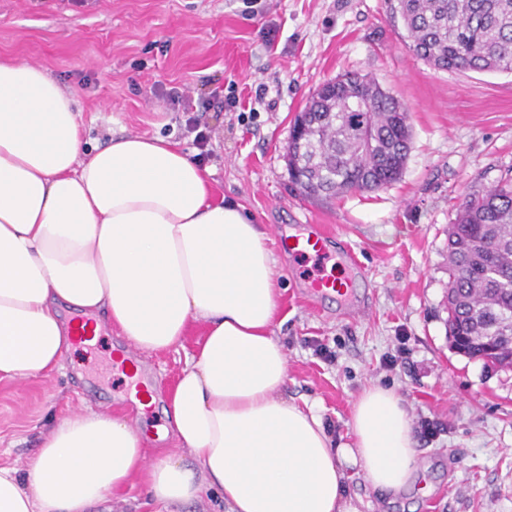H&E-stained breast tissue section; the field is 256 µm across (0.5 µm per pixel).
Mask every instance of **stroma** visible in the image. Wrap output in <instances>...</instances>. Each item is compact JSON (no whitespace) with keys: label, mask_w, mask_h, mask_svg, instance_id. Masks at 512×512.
I'll return each mask as SVG.
<instances>
[{"label":"stroma","mask_w":512,"mask_h":512,"mask_svg":"<svg viewBox=\"0 0 512 512\" xmlns=\"http://www.w3.org/2000/svg\"><path fill=\"white\" fill-rule=\"evenodd\" d=\"M0 57L45 69L76 92L88 142L121 134L176 142L210 170L214 198L242 204L268 229L321 224L338 231L370 282V308L311 307L301 266L279 239L276 259L288 354L286 392L320 409L334 441L363 388L393 389L412 421L437 430L417 439L428 494L372 489L347 467L361 512H512V370L485 367L448 343V226L462 193L512 177V74L438 70L408 47L391 0H0ZM374 77L411 113L412 143L399 180L333 201L302 199L285 159L293 120L324 82ZM198 102L208 135L199 147L187 115L164 92ZM142 354L165 396L193 350ZM123 339L103 330L71 348L49 380H0V466L27 470L50 426L70 410L121 412L152 446L161 406L127 399L112 362ZM334 355L324 362L318 346ZM400 354L395 369L384 360Z\"/></svg>","instance_id":"stroma-1"}]
</instances>
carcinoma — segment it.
<instances>
[{
  "label": "carcinoma",
  "instance_id": "1",
  "mask_svg": "<svg viewBox=\"0 0 512 512\" xmlns=\"http://www.w3.org/2000/svg\"><path fill=\"white\" fill-rule=\"evenodd\" d=\"M416 56L440 70L512 73V0H396ZM288 141V169L304 199L376 190L398 180L412 140L408 109L378 81L346 73L322 84ZM448 337L457 352L512 364V179L466 193L448 226Z\"/></svg>",
  "mask_w": 512,
  "mask_h": 512
}]
</instances>
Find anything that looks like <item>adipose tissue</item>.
<instances>
[{
	"label": "adipose tissue",
	"instance_id": "1",
	"mask_svg": "<svg viewBox=\"0 0 512 512\" xmlns=\"http://www.w3.org/2000/svg\"><path fill=\"white\" fill-rule=\"evenodd\" d=\"M74 92L0 59V379H48L71 348L67 313L95 315L136 348L204 334L163 405L174 448L149 458L120 414L58 420L26 473L0 467V512H97L131 482L164 512L203 490L228 512H358L346 466L386 493L413 486L403 399L364 387L336 445L321 415L284 395L270 237L177 143L127 135L87 147Z\"/></svg>",
	"mask_w": 512,
	"mask_h": 512
}]
</instances>
